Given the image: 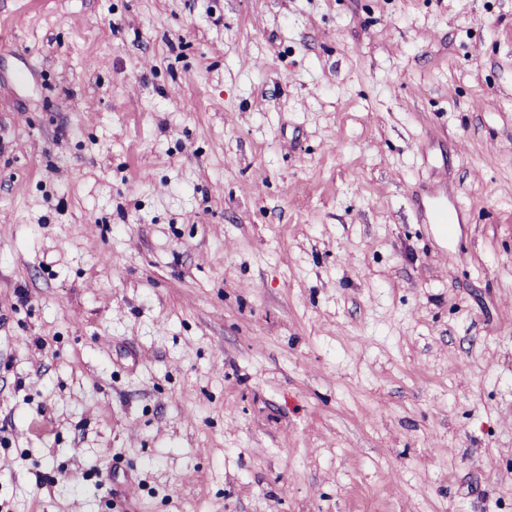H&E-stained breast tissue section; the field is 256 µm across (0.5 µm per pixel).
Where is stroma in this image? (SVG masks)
Listing matches in <instances>:
<instances>
[{"instance_id": "obj_1", "label": "stroma", "mask_w": 512, "mask_h": 512, "mask_svg": "<svg viewBox=\"0 0 512 512\" xmlns=\"http://www.w3.org/2000/svg\"><path fill=\"white\" fill-rule=\"evenodd\" d=\"M512 0H0V512H512Z\"/></svg>"}]
</instances>
